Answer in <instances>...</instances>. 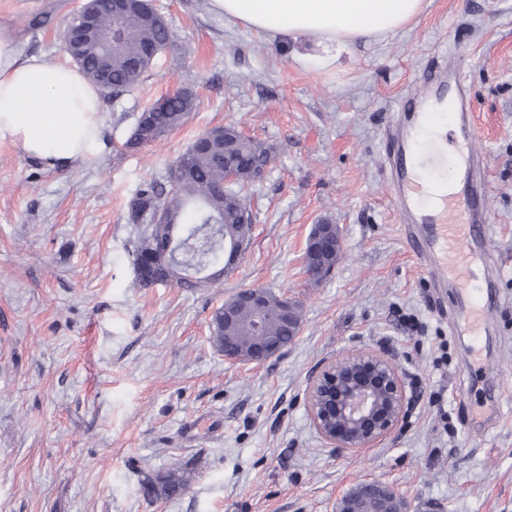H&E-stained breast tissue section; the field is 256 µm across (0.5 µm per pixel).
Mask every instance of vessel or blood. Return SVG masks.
Segmentation results:
<instances>
[{"instance_id": "vessel-or-blood-1", "label": "vessel or blood", "mask_w": 512, "mask_h": 512, "mask_svg": "<svg viewBox=\"0 0 512 512\" xmlns=\"http://www.w3.org/2000/svg\"><path fill=\"white\" fill-rule=\"evenodd\" d=\"M468 52L466 44L456 43L451 62L434 64L424 73L401 114L387 126L386 138L392 198L405 237L434 287L455 285L457 325L477 336L491 309L480 272L495 241L484 155L478 148L481 132L460 75V62ZM448 99L455 104L454 112L434 111V104ZM431 124L455 128L456 151L466 175L460 187L437 198L430 184L442 180L446 161L438 142L426 135Z\"/></svg>"}]
</instances>
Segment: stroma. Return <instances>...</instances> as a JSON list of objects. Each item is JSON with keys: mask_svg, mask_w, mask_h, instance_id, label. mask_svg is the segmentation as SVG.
<instances>
[{"mask_svg": "<svg viewBox=\"0 0 512 512\" xmlns=\"http://www.w3.org/2000/svg\"><path fill=\"white\" fill-rule=\"evenodd\" d=\"M174 32L136 88L104 96L101 149L65 170L0 142V512H336L371 478L410 512H512V0H425L404 31L309 70L308 41H270L207 0H151ZM74 0H0L20 47L68 63ZM467 43L494 197L498 271L485 334L455 332L454 288L410 253L387 185L384 132L420 71ZM196 107L160 140L127 147L141 113L174 90ZM274 151L242 194L250 242L218 286L139 287L128 204L210 128ZM338 225L342 257L313 282V225ZM244 288L297 302L294 342L260 365L225 360L216 308ZM373 352L407 400L390 436L333 447L307 389L327 363ZM189 476L147 491L173 465Z\"/></svg>", "mask_w": 512, "mask_h": 512, "instance_id": "35a3bbf8", "label": "stroma"}]
</instances>
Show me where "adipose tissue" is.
<instances>
[{
    "mask_svg": "<svg viewBox=\"0 0 512 512\" xmlns=\"http://www.w3.org/2000/svg\"><path fill=\"white\" fill-rule=\"evenodd\" d=\"M424 0H208L210 12L270 39L313 42L305 67L325 68L356 45L398 33ZM103 126L99 87L75 65L25 55L0 25V141L56 167L98 148Z\"/></svg>",
    "mask_w": 512,
    "mask_h": 512,
    "instance_id": "adipose-tissue-1",
    "label": "adipose tissue"
}]
</instances>
